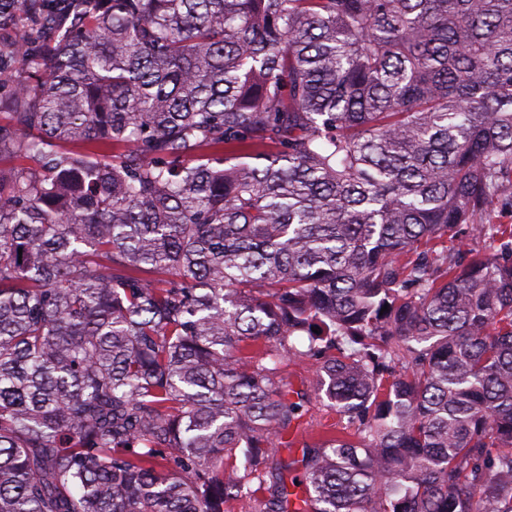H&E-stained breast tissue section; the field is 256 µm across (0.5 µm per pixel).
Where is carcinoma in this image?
I'll return each mask as SVG.
<instances>
[{"label": "carcinoma", "instance_id": "cac0c4a2", "mask_svg": "<svg viewBox=\"0 0 512 512\" xmlns=\"http://www.w3.org/2000/svg\"><path fill=\"white\" fill-rule=\"evenodd\" d=\"M1 34L0 512H512V0ZM313 370V363L306 360L296 364L286 361L284 365V373L288 376V380L292 381L296 389L306 391L309 398V401L304 404L302 416L291 426L292 435L297 441L296 447L291 448V455L298 459H301L302 456L300 444L302 440L310 434L336 423V411L321 405L314 390L309 386Z\"/></svg>", "mask_w": 512, "mask_h": 512}]
</instances>
